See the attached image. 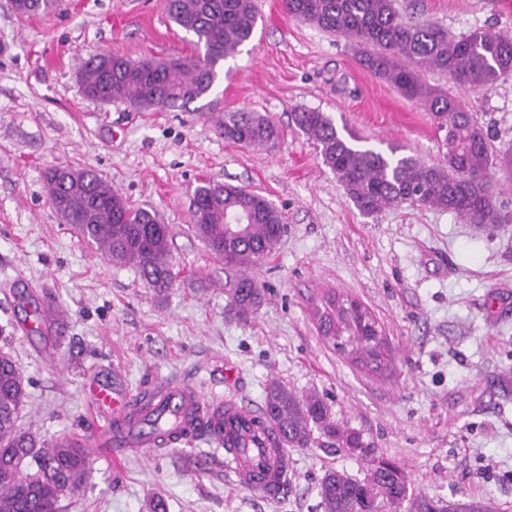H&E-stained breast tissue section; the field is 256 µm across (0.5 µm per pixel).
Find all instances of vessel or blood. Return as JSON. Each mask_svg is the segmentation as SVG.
<instances>
[{"label": "vessel or blood", "instance_id": "obj_1", "mask_svg": "<svg viewBox=\"0 0 512 512\" xmlns=\"http://www.w3.org/2000/svg\"><path fill=\"white\" fill-rule=\"evenodd\" d=\"M87 393L99 412L130 413L129 428L114 437L113 458H120L132 449L154 452L159 440L154 434L156 426L177 429L179 440L192 442L198 431V421L218 419L254 418V411L233 399L209 398L198 390L180 383H166L149 394L143 406L129 411L128 400L121 387L103 379L91 381ZM224 462L244 488L258 489L267 496H278L288 484V450L285 438L274 425H266L243 444L224 439Z\"/></svg>", "mask_w": 512, "mask_h": 512}]
</instances>
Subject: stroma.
Segmentation results:
<instances>
[{
	"label": "stroma",
	"instance_id": "35a3bbf8",
	"mask_svg": "<svg viewBox=\"0 0 512 512\" xmlns=\"http://www.w3.org/2000/svg\"><path fill=\"white\" fill-rule=\"evenodd\" d=\"M255 4L254 36L225 60L213 105L156 111L90 101L78 73L95 53L196 55L161 0H63L37 19L0 0V332L28 392L18 425L45 442L105 434L113 420L92 415L84 388L117 370L135 399L165 382L230 393L254 409L274 383L318 395L361 433L365 453L313 432L308 447H289L288 484L269 498L239 487L203 435L117 461L98 442L87 448L83 486L58 512H153L159 499L165 512H321L326 470L360 479L382 456L428 496L482 497L512 512V176L497 169L491 180L503 224L416 204L360 212L294 112L320 110L364 146H397L430 164L444 161V131L363 68L349 39L296 20L282 0ZM398 9L456 37L477 27L512 33V0H398ZM425 78L474 112L496 153L512 151V75L480 94ZM242 110L276 122V147L225 141L220 119ZM60 166L94 170L168 225L167 294L62 221L45 185ZM208 181L262 194L288 226L250 270L265 300L245 324L229 315L224 265L191 223L193 193ZM331 292L357 299L381 325L383 374L356 368L319 335L313 312ZM46 298L63 314L49 337L24 329Z\"/></svg>",
	"mask_w": 512,
	"mask_h": 512
}]
</instances>
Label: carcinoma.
I'll return each instance as SVG.
<instances>
[{
	"label": "carcinoma",
	"mask_w": 512,
	"mask_h": 512,
	"mask_svg": "<svg viewBox=\"0 0 512 512\" xmlns=\"http://www.w3.org/2000/svg\"><path fill=\"white\" fill-rule=\"evenodd\" d=\"M26 16L53 11L57 0H25ZM170 20L195 37L204 53L163 60H132L120 54H97L80 66L85 98L125 103L142 109L186 108L208 97L221 64L248 42L257 24L254 0H163ZM292 17L353 41L361 65L404 97L421 102L446 131V161L427 164L410 155L390 154L360 145L361 138L337 129L315 109L294 113L299 130L319 149L322 160L348 197L366 215L387 207L417 204L451 211L472 224L505 221L490 192L495 163L512 165V156L494 154L473 113L423 72L447 76L455 84L488 92L512 74V36L477 27L454 37L435 23L406 21L395 0H284ZM224 140L245 147L274 144L279 129L259 112H226ZM55 210L73 224L96 251L111 262L134 267L148 287L164 294L173 285L168 225L154 211L134 208L101 182L91 169L56 167L47 174ZM191 221L224 268L236 273L230 311L248 322L264 300V289L247 270L280 245L288 227L281 211L264 196L229 183L208 182L194 191ZM324 314L332 335L322 334L354 365L372 373L385 367L378 322L359 302L331 295ZM27 398L24 378L12 356L0 351V512H57L59 500L83 480L89 464L84 446L58 439L37 443L17 427ZM267 417L288 444L304 447L313 429L339 448L356 453L364 444L359 432L337 423L327 404L315 395L298 396L281 385L266 394ZM322 512H493L484 499H435L415 495L396 462L372 459L364 479L328 470L318 485Z\"/></svg>",
	"instance_id": "cac0c4a2"
}]
</instances>
